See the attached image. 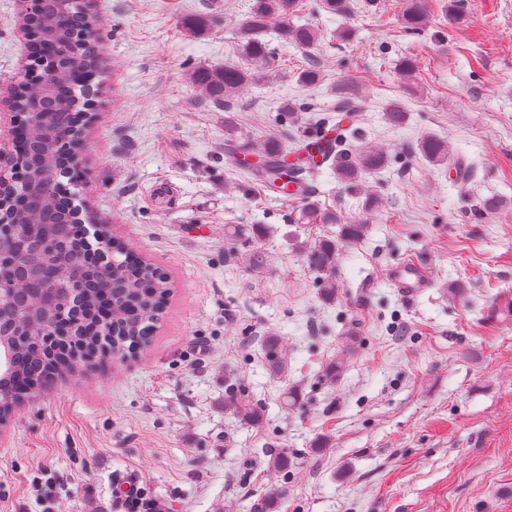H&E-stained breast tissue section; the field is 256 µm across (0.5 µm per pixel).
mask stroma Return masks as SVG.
Instances as JSON below:
<instances>
[{"label": "stroma", "instance_id": "obj_1", "mask_svg": "<svg viewBox=\"0 0 512 512\" xmlns=\"http://www.w3.org/2000/svg\"><path fill=\"white\" fill-rule=\"evenodd\" d=\"M320 2L301 10L320 43L268 35L263 80L227 112L190 75L243 64L249 0H96L101 69L75 197L172 294L138 356L80 364L0 422V512H110L127 472L164 512H251L270 492L273 512H512V0H427L416 27L406 0H353L344 16ZM196 15L211 20L200 36L185 27ZM22 24L19 0H0L5 102L30 62ZM307 67L318 86L298 84ZM344 82L363 111H337ZM395 100L397 129L382 118ZM325 126L389 154L356 187L328 164L312 177L321 212L367 226L341 250L330 302L299 247L340 224L297 221L298 202L226 158L233 143L291 156ZM429 135L476 163L471 182L423 157ZM159 181L172 187L161 207ZM488 196L498 210H480ZM228 224L268 233L231 239ZM412 259L432 285L408 296L386 273ZM348 335L357 350L329 377ZM231 388L257 422L225 410ZM282 450L291 465L271 473Z\"/></svg>", "mask_w": 512, "mask_h": 512}]
</instances>
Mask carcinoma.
<instances>
[{
  "label": "carcinoma",
  "instance_id": "cac0c4a2",
  "mask_svg": "<svg viewBox=\"0 0 512 512\" xmlns=\"http://www.w3.org/2000/svg\"><path fill=\"white\" fill-rule=\"evenodd\" d=\"M300 0H252L243 37L241 52L255 68L238 66L202 69L194 74L193 81L213 104L231 110L239 91L247 84L260 78L259 67L269 57V44L264 39L268 31H273L280 39L301 49H309L318 43V28L308 23L296 22L299 18ZM62 36L76 41L75 51L67 59V65L57 78L54 89L59 100L66 103L76 114L80 112L79 100L86 88L81 86L82 78L97 71L98 53L96 49L97 21L75 2L57 18ZM384 120L391 126L406 122L407 111L399 101H393L384 108ZM84 128L66 122L57 131V142L78 153L83 145ZM338 154L332 160L336 165L337 177L347 183H357L362 175L376 172L385 167L388 156L384 149L373 145L358 148L346 145V139H338ZM420 151L432 162L443 164L448 161V146L437 138H426L420 143ZM299 167L288 162L287 157L277 154V146H265L261 155L260 171L270 180L278 182L292 178ZM64 170L56 167L46 181L45 193L48 197H64L68 193L67 184L62 181ZM25 181L20 176L10 179V187L0 190V214L9 215L11 209V191H22ZM302 219L309 223L322 220L326 224H337L336 215H319L315 203L308 200L301 213ZM364 224H344L336 238L324 237L303 250L307 264L322 276V288L325 299H336L338 282L336 281V263L342 242H353L365 234ZM101 278L91 284H85L84 301L88 309L93 310L103 302L102 289L112 282V333L99 336H80L88 348L98 351V355L109 353H134L146 346L154 337L160 315L169 296V281L166 273L145 261L140 264L121 259L117 249L104 250L101 253ZM39 333L27 313L19 319V329L10 336H1L0 343L8 350L11 369L5 384H0V419H7L16 405L17 398L27 388H37L47 379V367L42 354L35 348ZM224 407L232 410L242 419L252 422L257 414L252 408L230 394L224 399Z\"/></svg>",
  "mask_w": 512,
  "mask_h": 512
}]
</instances>
